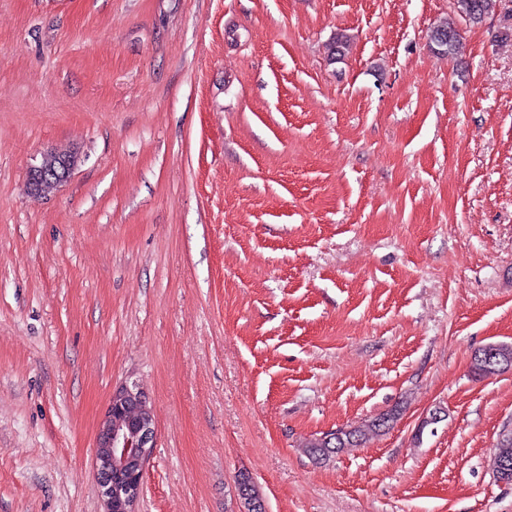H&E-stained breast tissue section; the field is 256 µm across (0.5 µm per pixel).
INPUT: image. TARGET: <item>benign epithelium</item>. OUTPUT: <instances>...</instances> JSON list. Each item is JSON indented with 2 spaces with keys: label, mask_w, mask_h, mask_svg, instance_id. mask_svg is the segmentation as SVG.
Listing matches in <instances>:
<instances>
[{
  "label": "benign epithelium",
  "mask_w": 512,
  "mask_h": 512,
  "mask_svg": "<svg viewBox=\"0 0 512 512\" xmlns=\"http://www.w3.org/2000/svg\"><path fill=\"white\" fill-rule=\"evenodd\" d=\"M74 169L75 164L68 158L60 160L55 168L33 164L27 173V189L35 193L50 180L63 184ZM155 438V416L144 390L137 383L115 389L96 438L95 470L103 512H136L145 464Z\"/></svg>",
  "instance_id": "obj_1"
}]
</instances>
